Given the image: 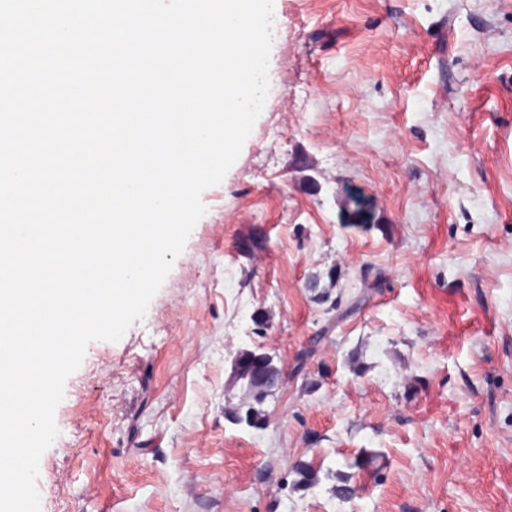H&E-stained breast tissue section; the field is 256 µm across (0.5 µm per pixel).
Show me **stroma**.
I'll return each instance as SVG.
<instances>
[{
	"label": "stroma",
	"instance_id": "stroma-1",
	"mask_svg": "<svg viewBox=\"0 0 512 512\" xmlns=\"http://www.w3.org/2000/svg\"><path fill=\"white\" fill-rule=\"evenodd\" d=\"M279 11L238 159L64 383L40 512H512V0ZM242 351L282 373L255 427ZM263 354L265 359L264 361L256 360L254 357V354L252 351H246L241 352L236 356L234 359V372L235 375L238 377L239 375L245 373L251 365H253V368L261 367L263 364H265V361L268 359H271L272 357L268 355L267 353H260ZM266 369L274 377H277L279 374L278 369L273 365L272 360L266 362Z\"/></svg>",
	"mask_w": 512,
	"mask_h": 512
}]
</instances>
